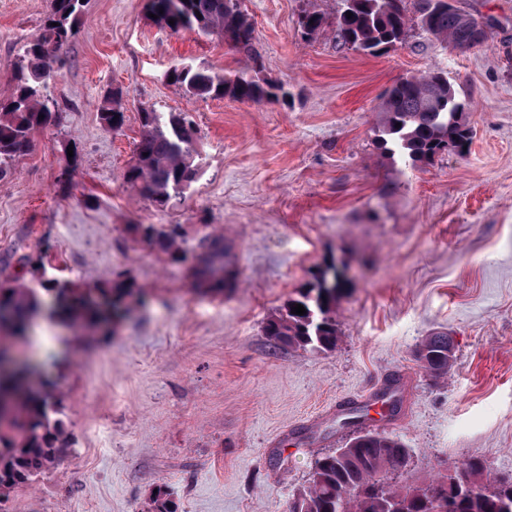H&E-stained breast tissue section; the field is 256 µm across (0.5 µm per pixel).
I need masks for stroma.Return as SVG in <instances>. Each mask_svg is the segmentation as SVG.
Here are the masks:
<instances>
[{"label": "stroma", "instance_id": "obj_1", "mask_svg": "<svg viewBox=\"0 0 512 512\" xmlns=\"http://www.w3.org/2000/svg\"><path fill=\"white\" fill-rule=\"evenodd\" d=\"M457 5L496 19L483 45L459 53L415 28L373 57L337 42L340 0H243L254 65L222 37L161 28L147 0H86L49 85L59 116L0 179V279L133 295L89 331L39 318L70 446L7 512H144L157 488L177 512H288L314 460L363 433L343 408L399 373L412 387L378 430L409 451L401 477L474 458L512 477V0ZM49 10L0 0L1 99ZM306 10L324 17L309 36ZM183 65L252 67L290 96L192 98L166 78ZM431 69L469 104L474 135L464 154L414 169L379 149L378 110ZM113 91L125 123L109 131L99 109ZM145 108L197 128L198 179L164 207L124 180ZM139 224L179 225L188 250L223 234L236 288L197 294ZM336 264L353 274L335 348L271 340V316ZM434 332L454 349L442 377L416 356Z\"/></svg>", "mask_w": 512, "mask_h": 512}]
</instances>
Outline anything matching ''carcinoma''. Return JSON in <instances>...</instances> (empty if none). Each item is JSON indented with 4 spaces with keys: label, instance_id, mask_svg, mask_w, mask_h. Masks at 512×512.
I'll return each instance as SVG.
<instances>
[{
    "label": "carcinoma",
    "instance_id": "cac0c4a2",
    "mask_svg": "<svg viewBox=\"0 0 512 512\" xmlns=\"http://www.w3.org/2000/svg\"><path fill=\"white\" fill-rule=\"evenodd\" d=\"M413 10H408L407 2ZM390 0H342L336 22L342 43L369 55L406 43L412 27L440 42L464 38L466 28L460 9L433 5V0H399L397 10ZM84 0H51V11L41 32L22 47L25 64L13 77L10 97L0 100V178L27 155L32 136L57 119L58 104L49 91L55 64L75 35ZM155 23L173 33L193 31L199 35L231 33L237 37L238 53L254 54L253 29L240 0H148ZM352 16H347V13ZM174 24H169V20ZM323 16L305 11L298 24L308 34L319 30ZM173 85L192 97H230L241 102L286 100L288 89L276 81H260L241 71L234 77L205 66L175 68L169 72ZM469 107L448 76L429 70L412 82L397 85L379 109V149L388 156H400L411 167L422 168L450 149L464 151L472 139ZM100 120L107 130L122 127L124 112L112 105L101 108ZM401 127H396V124ZM141 136L133 163L127 168V184L164 207L184 194L196 181L194 123L183 112H140ZM136 231L156 244L173 263H190L195 289L200 293L222 294L236 286L230 248L224 237L207 234L196 249L181 247L179 226L158 227L139 224ZM337 268L314 277L300 297L288 302L285 311L269 319L266 333L273 340L328 351L336 347L338 331L331 316L337 295L344 289ZM40 289L52 294L50 315L58 319L93 325L102 317L98 297L71 282L52 278L40 282ZM38 289V290H40ZM38 290L0 282V399L9 405L10 416L0 419V502L15 488L32 483L69 447L59 400L50 388L30 392L24 382L38 366L19 358L5 341L29 335L30 320L41 309ZM301 304L306 314L292 313ZM431 357L423 368L436 376L448 373L454 352L448 336L434 333L422 341ZM408 451L399 439L382 433L361 434L343 448L316 459L309 485L294 498L298 512H512V479L488 478L483 463L472 459L443 476L417 484L388 481L391 460ZM438 485L442 496L429 495ZM147 512H174L166 492L159 490Z\"/></svg>",
    "mask_w": 512,
    "mask_h": 512
}]
</instances>
